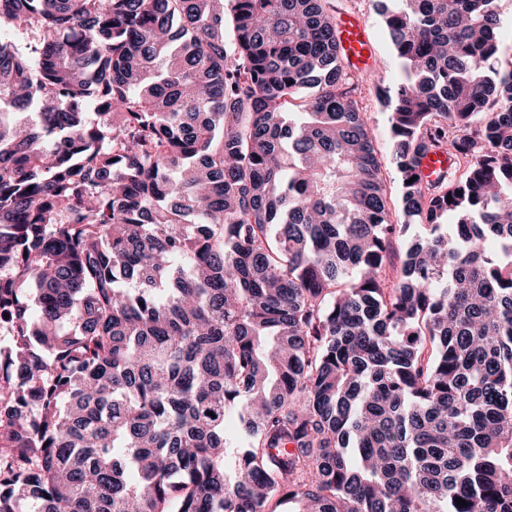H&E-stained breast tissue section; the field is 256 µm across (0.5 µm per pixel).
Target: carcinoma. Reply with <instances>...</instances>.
Returning a JSON list of instances; mask_svg holds the SVG:
<instances>
[{
    "label": "carcinoma",
    "instance_id": "obj_1",
    "mask_svg": "<svg viewBox=\"0 0 512 512\" xmlns=\"http://www.w3.org/2000/svg\"><path fill=\"white\" fill-rule=\"evenodd\" d=\"M378 2L400 224L330 0H0V512H512L497 0Z\"/></svg>",
    "mask_w": 512,
    "mask_h": 512
}]
</instances>
